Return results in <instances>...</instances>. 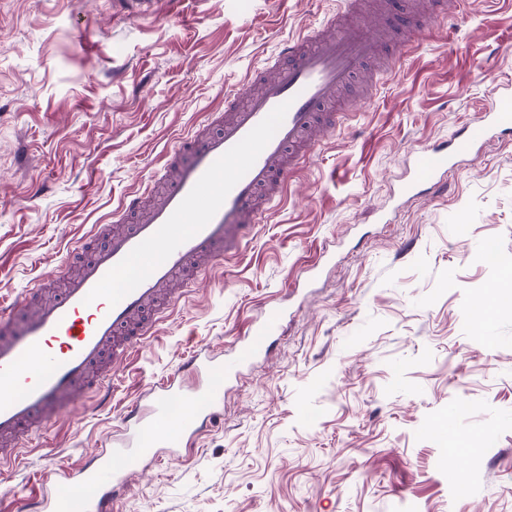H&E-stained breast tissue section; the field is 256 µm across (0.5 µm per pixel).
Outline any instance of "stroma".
<instances>
[{"label": "stroma", "instance_id": "35a3bbf8", "mask_svg": "<svg viewBox=\"0 0 512 512\" xmlns=\"http://www.w3.org/2000/svg\"><path fill=\"white\" fill-rule=\"evenodd\" d=\"M338 0H184L128 19L112 0H0V299L52 274L146 185L156 159L280 41ZM323 138L286 203L214 266L118 372L106 402L35 435L0 476V512L111 435L190 352L234 357L256 316L280 328L177 456L113 512H512V131L400 195L408 150L462 133L512 84V0H455ZM495 243L503 265L482 259ZM465 449L464 489L448 446Z\"/></svg>", "mask_w": 512, "mask_h": 512}]
</instances>
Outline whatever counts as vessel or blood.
<instances>
[{
    "label": "vessel or blood",
    "mask_w": 512,
    "mask_h": 512,
    "mask_svg": "<svg viewBox=\"0 0 512 512\" xmlns=\"http://www.w3.org/2000/svg\"><path fill=\"white\" fill-rule=\"evenodd\" d=\"M345 0L347 19L283 40L242 84L225 88L220 111L158 161L151 190L127 195L113 223L69 249L55 292L28 289L0 303V468L19 461L24 441L90 395L108 393L116 370L164 321L169 287L199 261L235 257L265 212L281 204L300 161L334 131L339 94L388 47L413 44L424 23L414 0ZM512 129V92L463 135L412 157L401 194L445 188L450 165L492 131ZM276 309L256 320L233 359L192 352L126 408L107 445L63 468L64 489H38L15 512H112V503L158 448L189 444L220 413L223 374L237 371L275 331ZM179 423L178 438L164 431Z\"/></svg>",
    "instance_id": "obj_1"
}]
</instances>
